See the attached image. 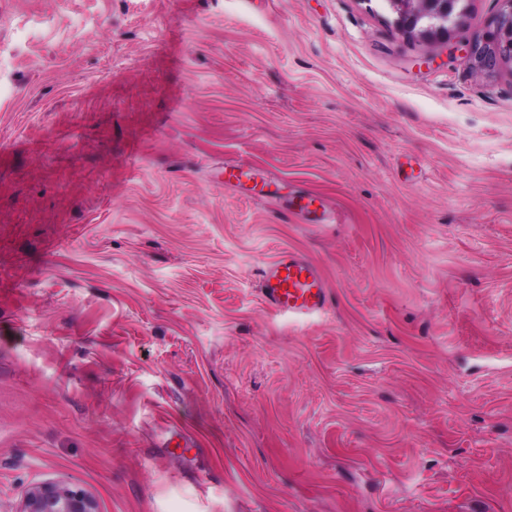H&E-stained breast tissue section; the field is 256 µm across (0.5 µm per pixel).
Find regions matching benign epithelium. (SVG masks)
Segmentation results:
<instances>
[{
  "mask_svg": "<svg viewBox=\"0 0 512 512\" xmlns=\"http://www.w3.org/2000/svg\"><path fill=\"white\" fill-rule=\"evenodd\" d=\"M503 2L504 8L491 19L485 34L467 45V56L479 68H492L502 53L512 56V42L498 38L500 29L512 28V0ZM398 8L396 26L404 33L414 31L423 39L448 44L458 31L456 0H403ZM17 512H98V505L85 490L54 480L30 486Z\"/></svg>",
  "mask_w": 512,
  "mask_h": 512,
  "instance_id": "benign-epithelium-1",
  "label": "benign epithelium"
}]
</instances>
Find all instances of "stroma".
<instances>
[{"instance_id":"stroma-1","label":"stroma","mask_w":512,"mask_h":512,"mask_svg":"<svg viewBox=\"0 0 512 512\" xmlns=\"http://www.w3.org/2000/svg\"><path fill=\"white\" fill-rule=\"evenodd\" d=\"M385 0H0V512H512V60ZM245 164L337 219L224 184ZM292 250L327 309H270ZM285 210L306 224H326L329 221L322 200L311 194H295L286 203ZM96 499L64 480L36 483L28 488L16 512H98Z\"/></svg>"}]
</instances>
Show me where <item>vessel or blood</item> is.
Listing matches in <instances>:
<instances>
[{"label":"vessel or blood","mask_w":512,"mask_h":512,"mask_svg":"<svg viewBox=\"0 0 512 512\" xmlns=\"http://www.w3.org/2000/svg\"><path fill=\"white\" fill-rule=\"evenodd\" d=\"M285 209L307 224H324L329 220L322 200L310 194H295ZM262 295L271 309L291 319L314 316L329 304L328 289L319 268L292 251L282 253L264 269Z\"/></svg>","instance_id":"vessel-or-blood-1"}]
</instances>
